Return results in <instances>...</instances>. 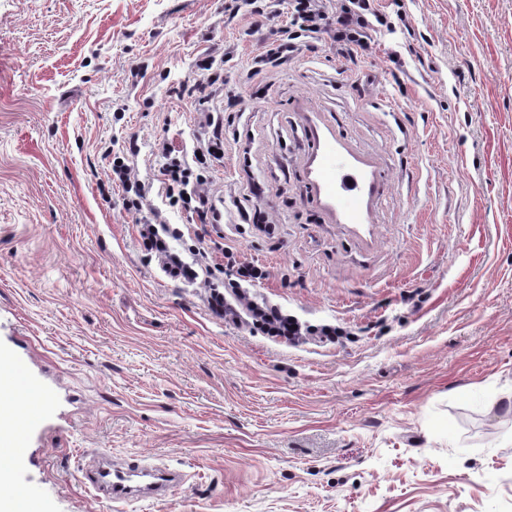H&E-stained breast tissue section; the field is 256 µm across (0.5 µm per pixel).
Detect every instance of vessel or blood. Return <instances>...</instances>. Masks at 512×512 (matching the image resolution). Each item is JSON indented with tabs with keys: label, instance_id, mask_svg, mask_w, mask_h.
<instances>
[{
	"label": "vessel or blood",
	"instance_id": "b4317fda",
	"mask_svg": "<svg viewBox=\"0 0 512 512\" xmlns=\"http://www.w3.org/2000/svg\"><path fill=\"white\" fill-rule=\"evenodd\" d=\"M315 152L321 157L318 179L325 197L342 205L347 212H355L358 180L337 157L335 144L317 142ZM181 481L180 472L138 460L112 464L101 459L86 474L88 488L104 494L117 506L164 495Z\"/></svg>",
	"mask_w": 512,
	"mask_h": 512
}]
</instances>
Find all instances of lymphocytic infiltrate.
Masks as SVG:
<instances>
[{
    "mask_svg": "<svg viewBox=\"0 0 512 512\" xmlns=\"http://www.w3.org/2000/svg\"><path fill=\"white\" fill-rule=\"evenodd\" d=\"M281 0H224V20L233 22L248 16L253 30H261L279 16ZM291 12L284 26L277 27L260 54L251 60L249 77L288 65L302 55L309 42L328 36L338 56L351 58L370 48L388 29L380 0H288ZM238 49L206 50L194 63L196 76L180 85L177 96L198 116L199 135L192 144L160 139L153 151L161 164L152 177H140L134 163L136 142H129L125 156L105 147L102 158L110 167L112 181L123 193V206L138 227V243L147 255L157 259L162 272L172 281L203 285L208 290L209 311L225 323L240 329L262 332L279 342H296L315 336L333 339L336 326H307L282 307L258 297L254 289L268 280L269 272L232 251H225L228 273L224 281L212 278L209 256L203 239L188 241L179 225L170 223L168 210L197 215L200 223L219 224L224 214L235 223H254L265 234H274L275 224L267 216L250 217L235 197H222L212 189L215 163L224 158V111L238 106L235 98L224 96V71L236 62ZM165 200V207L154 204V197Z\"/></svg>",
    "mask_w": 512,
    "mask_h": 512,
    "instance_id": "f902f5d3",
    "label": "lymphocytic infiltrate"
}]
</instances>
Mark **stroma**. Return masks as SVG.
Masks as SVG:
<instances>
[{
	"label": "stroma",
	"instance_id": "obj_1",
	"mask_svg": "<svg viewBox=\"0 0 512 512\" xmlns=\"http://www.w3.org/2000/svg\"><path fill=\"white\" fill-rule=\"evenodd\" d=\"M356 59L329 41L247 81L266 31L222 0H0V353L33 424L0 457L35 512H114L86 456L188 478L124 512H512V0H406ZM238 44L217 189L274 238L222 226L266 267L258 295L335 343H277L213 318L137 243L101 147L192 141L174 90ZM396 62H389L388 52ZM359 161L371 202L328 213L316 136Z\"/></svg>",
	"mask_w": 512,
	"mask_h": 512
}]
</instances>
